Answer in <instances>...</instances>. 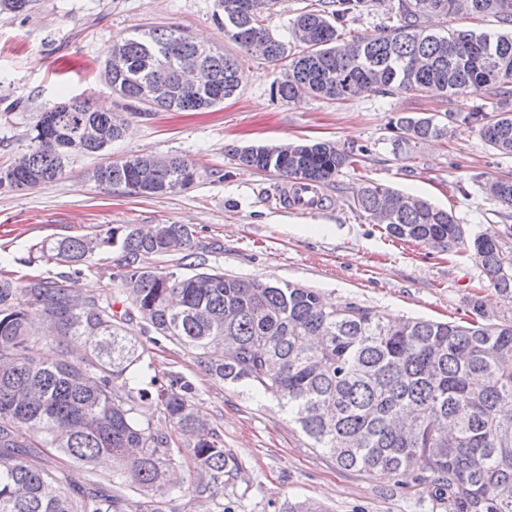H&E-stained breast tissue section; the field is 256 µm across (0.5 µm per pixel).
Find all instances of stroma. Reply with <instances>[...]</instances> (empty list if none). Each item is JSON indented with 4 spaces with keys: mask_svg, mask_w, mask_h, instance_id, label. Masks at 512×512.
I'll return each instance as SVG.
<instances>
[{
    "mask_svg": "<svg viewBox=\"0 0 512 512\" xmlns=\"http://www.w3.org/2000/svg\"><path fill=\"white\" fill-rule=\"evenodd\" d=\"M398 0H368L345 25L344 40L395 23ZM215 0H35L15 12L0 2V168L25 151L42 112L74 98L126 114L127 135L98 155L71 154L62 175L35 188H0V272L70 284L85 296L105 290L121 269L112 253H96L84 274L42 261L28 263L43 240L93 235L124 224H186L206 247L210 266L240 278L290 281L333 303L353 302L397 317L475 319L481 301L491 321L512 319L501 297L471 260L395 239L357 209L368 182L428 199L460 224L505 239L512 211L488 199L483 184L512 174V155L493 150L477 131L450 123L482 95L443 97L430 91L369 90L343 102L315 97L282 100L281 69L240 53L216 22ZM177 27L196 41L237 56L243 77L236 94L205 112L132 113L104 77L106 46L137 29ZM436 115L446 137L404 141L398 117ZM330 141L355 162L323 186V207L299 212L277 204L285 179L241 167L234 149L282 142ZM135 152L177 154L198 177L180 192L151 197L111 192L91 177L99 164ZM159 378L178 372L196 388V403L224 438L238 474L224 491L200 498L155 495L161 512H283L312 500L328 512H448L431 484L412 475L387 480L344 470L307 439L272 401L199 374L191 357L167 343L144 342Z\"/></svg>",
    "mask_w": 512,
    "mask_h": 512,
    "instance_id": "obj_1",
    "label": "stroma"
}]
</instances>
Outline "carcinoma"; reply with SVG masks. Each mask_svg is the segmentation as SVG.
Returning a JSON list of instances; mask_svg holds the SVG:
<instances>
[{
    "label": "carcinoma",
    "mask_w": 512,
    "mask_h": 512,
    "mask_svg": "<svg viewBox=\"0 0 512 512\" xmlns=\"http://www.w3.org/2000/svg\"><path fill=\"white\" fill-rule=\"evenodd\" d=\"M364 3L338 0L331 11L318 0L295 18L293 46L265 25L272 0H217L216 7L241 51L283 63L280 98L343 101L362 88L487 93L497 115L479 105L454 121L512 155V31L426 25L433 15L493 16L512 26V0H399L396 24L342 39L339 26ZM186 63L199 64L204 80L174 95ZM106 78L123 99L196 112L231 97L242 69L238 58L178 28H148L114 42ZM397 129L405 141L448 134L433 115L402 116ZM124 133L111 113L86 100L44 112L27 150L0 169V188L49 184L67 153L95 154ZM235 157L244 168L318 186L352 164L331 142L247 146ZM92 178L108 190L150 197L188 187L197 173L179 155L139 153ZM483 192L511 208L512 176L487 180ZM354 204L397 239L474 260L512 298V252L500 241L379 184L361 187ZM102 250L117 253L122 274L98 296L0 275V512H161L150 493L182 455L190 474L172 484L180 495L212 496L238 470L193 401V383L172 372L157 385L127 330L132 322L149 341L186 351L205 375L276 401L310 447L338 467L389 479L414 473L448 497L450 512H512V320L397 319L355 303L328 304L289 281L228 277L207 267L186 224L146 232L126 224L31 247L37 259L66 265L75 277ZM171 254L180 255L174 270L144 263ZM43 319L55 324L47 337L55 357L45 362L29 355ZM103 456L113 463L106 476L95 471ZM75 469L85 472L83 482L73 479Z\"/></svg>",
    "instance_id": "carcinoma-1"
}]
</instances>
